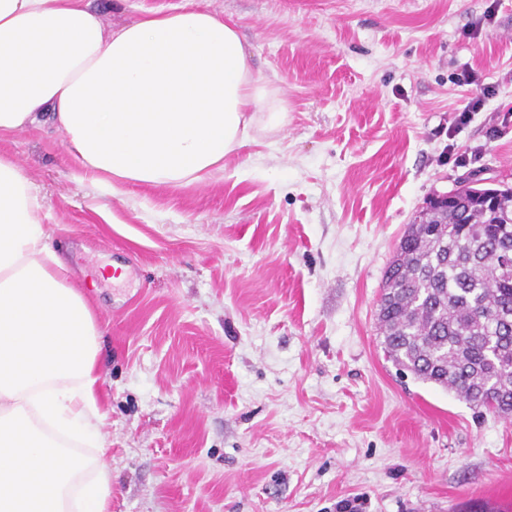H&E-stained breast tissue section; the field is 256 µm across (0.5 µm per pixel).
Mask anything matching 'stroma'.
Listing matches in <instances>:
<instances>
[{"label":"stroma","mask_w":512,"mask_h":512,"mask_svg":"<svg viewBox=\"0 0 512 512\" xmlns=\"http://www.w3.org/2000/svg\"><path fill=\"white\" fill-rule=\"evenodd\" d=\"M201 3L288 108L223 174L114 193L51 125L0 137L104 329L110 512H448L511 484L512 417L401 373L377 305L428 198L512 187V0ZM466 71L490 93L460 126Z\"/></svg>","instance_id":"obj_1"}]
</instances>
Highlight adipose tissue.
I'll use <instances>...</instances> for the list:
<instances>
[{"label":"adipose tissue","mask_w":512,"mask_h":512,"mask_svg":"<svg viewBox=\"0 0 512 512\" xmlns=\"http://www.w3.org/2000/svg\"><path fill=\"white\" fill-rule=\"evenodd\" d=\"M286 116L238 30L207 9L108 29L82 0H0V136L51 123L112 191L215 177L256 122ZM43 210L0 155V512H110L106 461L78 450L100 439L101 329Z\"/></svg>","instance_id":"1"}]
</instances>
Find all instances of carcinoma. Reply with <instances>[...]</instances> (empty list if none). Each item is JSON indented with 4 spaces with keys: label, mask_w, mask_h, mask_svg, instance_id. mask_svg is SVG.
<instances>
[{
    "label": "carcinoma",
    "mask_w": 512,
    "mask_h": 512,
    "mask_svg": "<svg viewBox=\"0 0 512 512\" xmlns=\"http://www.w3.org/2000/svg\"><path fill=\"white\" fill-rule=\"evenodd\" d=\"M448 208L426 202L385 274L386 357L478 409L512 415V188Z\"/></svg>",
    "instance_id": "carcinoma-1"
}]
</instances>
